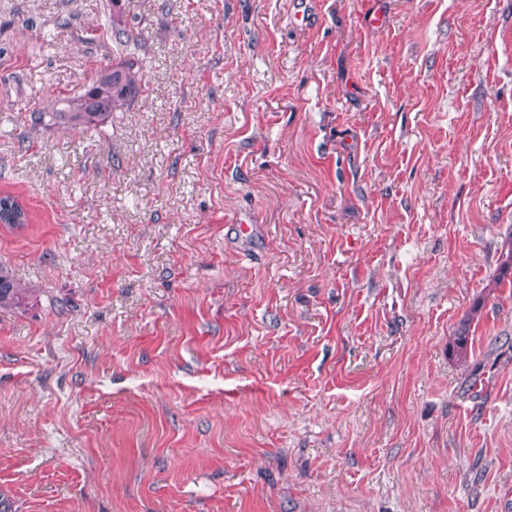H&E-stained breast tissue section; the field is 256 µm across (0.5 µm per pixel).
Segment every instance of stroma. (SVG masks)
<instances>
[{"label":"stroma","instance_id":"obj_1","mask_svg":"<svg viewBox=\"0 0 512 512\" xmlns=\"http://www.w3.org/2000/svg\"><path fill=\"white\" fill-rule=\"evenodd\" d=\"M296 2L0 0V512H512V0ZM115 27V40L123 47L119 62L101 68L80 94L64 99V106L52 112L54 124L90 129L102 124L112 112L130 105L141 92V61L135 56L137 43L124 29ZM133 49L127 51L130 44ZM27 223L28 213L17 197L10 194L0 195V224L20 227ZM26 288L14 278L12 272L0 265V308L7 309L18 306L27 297Z\"/></svg>","mask_w":512,"mask_h":512}]
</instances>
